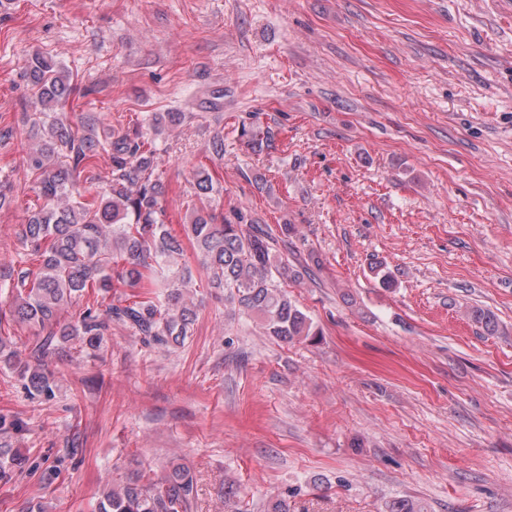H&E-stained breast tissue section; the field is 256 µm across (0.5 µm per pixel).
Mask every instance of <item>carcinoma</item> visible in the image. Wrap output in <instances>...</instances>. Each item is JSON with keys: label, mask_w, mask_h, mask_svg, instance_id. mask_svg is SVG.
I'll return each instance as SVG.
<instances>
[{"label": "carcinoma", "mask_w": 512, "mask_h": 512, "mask_svg": "<svg viewBox=\"0 0 512 512\" xmlns=\"http://www.w3.org/2000/svg\"><path fill=\"white\" fill-rule=\"evenodd\" d=\"M26 73L36 88L34 116H25L40 133L37 147L27 155L37 175L36 192L44 204L31 211L20 236L26 258L0 272V283L11 288L9 314H0V363H14L7 350L10 336L6 317L41 328L53 325L58 311L79 299L87 289L109 292L131 288L124 306H110L101 315L89 307L77 322L50 330L35 346L36 362L20 367L29 389L50 391V379L40 364L55 337H74L91 348L104 336L107 321L116 318L162 346H181L193 335L197 311L187 301L196 286L190 266L177 263L190 243L207 272L206 287L224 293V306L260 321L267 335L282 343L312 341L320 335L312 318L281 286L288 264L273 253L272 234L245 223L239 209L234 219H219L212 203L221 194L219 183L201 164L193 176V196L200 206L191 209L190 222L179 236L164 223L161 198L165 186L157 173L153 142L139 129L106 131L104 140L92 134L95 117L87 115L81 127L61 113L70 97V73L44 55H32ZM184 112H151L145 122L155 134L183 122ZM240 138L256 154L274 148L275 132L242 127ZM110 154L112 180L102 196L81 201L74 184L91 168L100 151ZM467 318L484 335L505 332L497 315L472 306ZM195 497L191 472L170 465L157 480L129 478L103 492L96 512H190ZM386 512H423L406 497L385 503Z\"/></svg>", "instance_id": "cac0c4a2"}]
</instances>
